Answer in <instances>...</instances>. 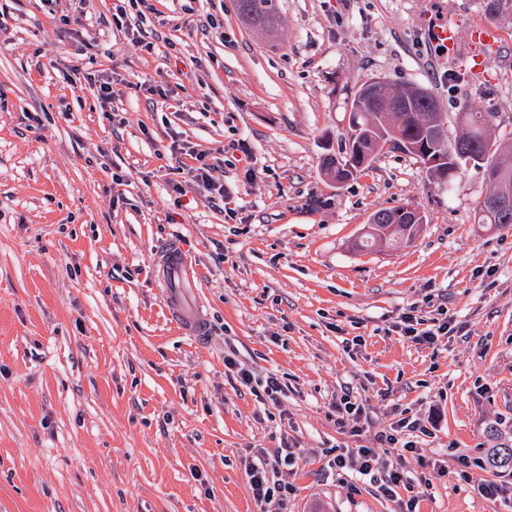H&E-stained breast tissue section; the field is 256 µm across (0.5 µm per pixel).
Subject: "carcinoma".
<instances>
[{"label": "carcinoma", "instance_id": "carcinoma-1", "mask_svg": "<svg viewBox=\"0 0 512 512\" xmlns=\"http://www.w3.org/2000/svg\"><path fill=\"white\" fill-rule=\"evenodd\" d=\"M482 9L490 19L512 25V0H481ZM238 12L241 20L248 26L259 29L269 37L276 36L279 14L275 0H238ZM394 90L391 98L376 101L359 88L352 94L351 117L354 127L350 128L347 140L353 141L351 153L356 164H366L365 170L372 169V163L384 151V144L393 140L390 136L395 125H401L402 138L412 145L424 143L439 151L448 162V176L439 171L431 176L441 184H447L460 168L474 160L473 168L481 172L483 180L489 186L488 196L508 200L505 207L492 209L481 205L480 223L501 227L512 224V138L503 140L495 136V130L483 120L481 112L460 113V133L453 141L443 129V118L437 111L436 100L428 88L412 83L388 81ZM466 143L472 146V156L466 160L459 154L456 145ZM400 208L390 209L396 216L397 226L382 224L385 238L391 243L410 241L420 231L412 224L402 223L397 217Z\"/></svg>", "mask_w": 512, "mask_h": 512}]
</instances>
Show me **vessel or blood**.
<instances>
[{
  "mask_svg": "<svg viewBox=\"0 0 512 512\" xmlns=\"http://www.w3.org/2000/svg\"><path fill=\"white\" fill-rule=\"evenodd\" d=\"M427 36L432 45L448 55L463 54L471 75H484L491 60L503 51L502 34L497 26L479 24L472 27L467 48H460L455 27L446 18H432L427 26ZM163 275L172 285L169 297L171 314L182 331L196 340H203L206 324L192 296L196 292V270L189 264L180 246L166 249L159 257Z\"/></svg>",
  "mask_w": 512,
  "mask_h": 512,
  "instance_id": "obj_1",
  "label": "vessel or blood"
}]
</instances>
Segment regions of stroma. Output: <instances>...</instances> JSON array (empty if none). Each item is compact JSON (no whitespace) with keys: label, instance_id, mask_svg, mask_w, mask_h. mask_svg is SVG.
<instances>
[{"label":"stroma","instance_id":"35a3bbf8","mask_svg":"<svg viewBox=\"0 0 512 512\" xmlns=\"http://www.w3.org/2000/svg\"><path fill=\"white\" fill-rule=\"evenodd\" d=\"M149 2L130 32L117 0H0V512H260L245 461L286 443L282 512H394L329 466L336 446L378 448L414 478L416 512H512L478 491L501 475L491 450L512 447V225L479 223L470 167L440 187L387 150L343 187L321 172L352 93L382 77L428 87L449 136L460 112L511 131L512 26L482 80L420 24L434 6L467 41L479 0H276L274 42L237 0ZM107 77L121 94L105 109ZM175 139L216 164L223 205L175 192ZM403 205L427 217L415 239L356 249L374 212ZM174 243L199 272V344L159 282ZM439 304L435 347L399 335L409 307ZM228 355L276 374L280 398L242 386ZM348 386L369 420L357 436L336 424ZM403 417L437 420L420 453L377 445Z\"/></svg>","mask_w":512,"mask_h":512}]
</instances>
